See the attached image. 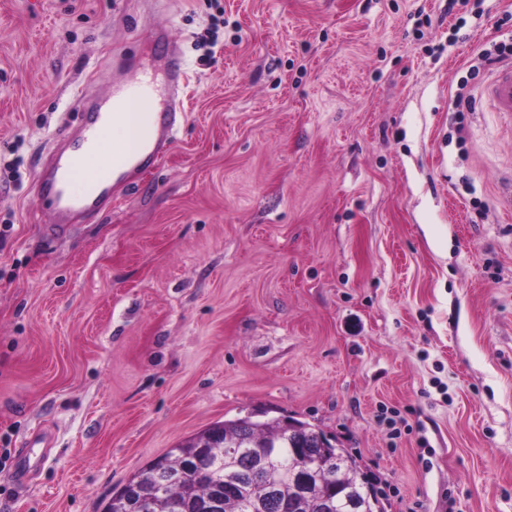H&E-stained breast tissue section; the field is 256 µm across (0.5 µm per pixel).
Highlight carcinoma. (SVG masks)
<instances>
[{"mask_svg": "<svg viewBox=\"0 0 512 512\" xmlns=\"http://www.w3.org/2000/svg\"><path fill=\"white\" fill-rule=\"evenodd\" d=\"M228 434L242 435L262 445L246 448L226 462L221 448ZM211 441V467L190 468L200 449L192 444ZM270 456L273 472L252 475L250 454ZM162 492L164 512H204L200 505L214 497L217 512H374L368 482L356 462L320 431L302 422L254 420L250 416L217 422L166 455L134 473L105 505L103 512H132L131 495Z\"/></svg>", "mask_w": 512, "mask_h": 512, "instance_id": "cac0c4a2", "label": "carcinoma"}]
</instances>
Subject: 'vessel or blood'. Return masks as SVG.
Instances as JSON below:
<instances>
[{
	"mask_svg": "<svg viewBox=\"0 0 512 512\" xmlns=\"http://www.w3.org/2000/svg\"><path fill=\"white\" fill-rule=\"evenodd\" d=\"M188 76L178 57H171L168 71L169 96L157 112H145L139 119L149 129L147 140L139 154L156 161L167 153L175 132L179 113L185 112V86ZM482 95L497 112H512V67L508 66L492 77ZM109 130L108 113L94 109L84 115V125L76 133H64L71 152H59L44 167L40 179L46 188L39 203L53 216L54 232H63L75 208L96 210L110 200L114 170L130 166L134 156L115 155L111 161L99 162L97 146Z\"/></svg>",
	"mask_w": 512,
	"mask_h": 512,
	"instance_id": "b4317fda",
	"label": "vessel or blood"
}]
</instances>
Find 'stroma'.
<instances>
[{
    "label": "stroma",
    "instance_id": "stroma-1",
    "mask_svg": "<svg viewBox=\"0 0 512 512\" xmlns=\"http://www.w3.org/2000/svg\"><path fill=\"white\" fill-rule=\"evenodd\" d=\"M160 26L167 155L48 235L84 103L167 99ZM497 45L512 0H0V512H101L250 413L322 431L381 512H512V115L493 66L458 87ZM481 97L496 112H512V67L506 66L495 73Z\"/></svg>",
    "mask_w": 512,
    "mask_h": 512
}]
</instances>
